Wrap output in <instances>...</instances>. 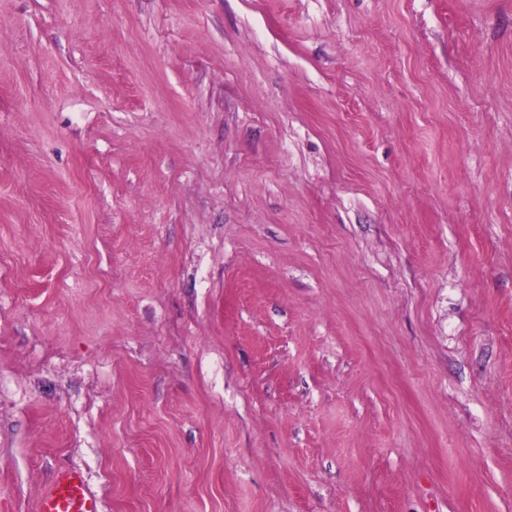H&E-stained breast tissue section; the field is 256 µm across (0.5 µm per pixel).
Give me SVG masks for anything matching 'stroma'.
<instances>
[{"mask_svg":"<svg viewBox=\"0 0 512 512\" xmlns=\"http://www.w3.org/2000/svg\"><path fill=\"white\" fill-rule=\"evenodd\" d=\"M512 512V0H0V512ZM38 512H99V505L88 491L83 473L64 467L55 471L46 485Z\"/></svg>","mask_w":512,"mask_h":512,"instance_id":"35a3bbf8","label":"stroma"}]
</instances>
